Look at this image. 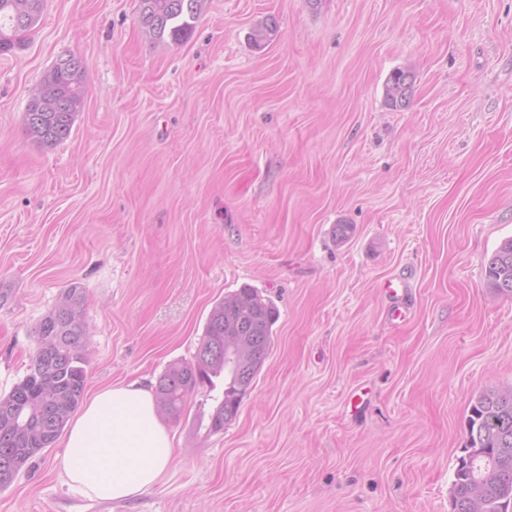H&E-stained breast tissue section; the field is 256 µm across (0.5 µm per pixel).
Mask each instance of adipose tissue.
<instances>
[{"mask_svg": "<svg viewBox=\"0 0 512 512\" xmlns=\"http://www.w3.org/2000/svg\"><path fill=\"white\" fill-rule=\"evenodd\" d=\"M56 467L89 498L128 501L158 483L175 457L154 389L134 380L96 392L75 415Z\"/></svg>", "mask_w": 512, "mask_h": 512, "instance_id": "obj_1", "label": "adipose tissue"}]
</instances>
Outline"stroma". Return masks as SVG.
<instances>
[{"label": "stroma", "mask_w": 512, "mask_h": 512, "mask_svg": "<svg viewBox=\"0 0 512 512\" xmlns=\"http://www.w3.org/2000/svg\"><path fill=\"white\" fill-rule=\"evenodd\" d=\"M69 54L84 105L43 147L24 115ZM398 68L414 89L395 110ZM511 237L512 0H201L179 44L139 0H45L0 54V395L72 286L91 392L192 359L242 286L279 318L223 431L200 428L198 394L167 420L154 489L88 499L57 442L0 512H453L470 406L512 386V296L486 281ZM414 75L411 71L397 69L387 77L384 85V97L389 107L405 108L413 95Z\"/></svg>", "instance_id": "35a3bbf8"}]
</instances>
